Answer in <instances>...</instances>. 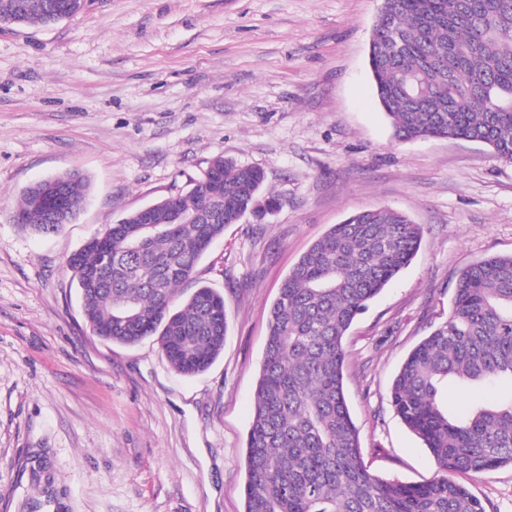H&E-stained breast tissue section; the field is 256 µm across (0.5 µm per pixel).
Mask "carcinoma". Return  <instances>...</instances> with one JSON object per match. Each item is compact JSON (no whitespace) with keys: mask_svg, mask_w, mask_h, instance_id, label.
<instances>
[{"mask_svg":"<svg viewBox=\"0 0 512 512\" xmlns=\"http://www.w3.org/2000/svg\"><path fill=\"white\" fill-rule=\"evenodd\" d=\"M85 0H0L13 24H54ZM368 62L377 96L400 141L463 138L512 162V0H385L372 29ZM66 200L86 201L78 172L57 176ZM262 170L222 156L185 193L112 225L105 248L88 240L70 260L93 332L132 346L155 336L177 373L208 369L224 349V298L199 287L181 305L185 280L224 226L272 212ZM222 193L205 209L197 187ZM32 185L15 210L21 226L55 233L32 207ZM423 228L388 208L363 210L332 225L301 255L270 308L268 335L247 434L245 512H484L448 472L512 465V391L460 416L448 414L452 377L474 385L512 382V255L465 267L448 320L407 356L391 387L395 413L445 475L425 483L389 481L367 469L344 392V340L356 318L416 256Z\"/></svg>","mask_w":512,"mask_h":512,"instance_id":"obj_1","label":"carcinoma"}]
</instances>
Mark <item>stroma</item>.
I'll use <instances>...</instances> for the list:
<instances>
[{
    "mask_svg": "<svg viewBox=\"0 0 512 512\" xmlns=\"http://www.w3.org/2000/svg\"><path fill=\"white\" fill-rule=\"evenodd\" d=\"M380 0H88L51 26L0 24V512H244L246 436L269 309L309 245L388 207L424 230L346 339L344 391L370 472L437 466L395 414L393 380L452 307L462 269L512 254V162L464 139L402 142L368 66ZM224 156L279 200L227 225L180 289L224 297V350L184 377L148 338L105 342L69 256L190 188ZM77 170L84 210L22 229L23 190ZM512 512V466L457 473Z\"/></svg>",
    "mask_w": 512,
    "mask_h": 512,
    "instance_id": "1",
    "label": "stroma"
}]
</instances>
